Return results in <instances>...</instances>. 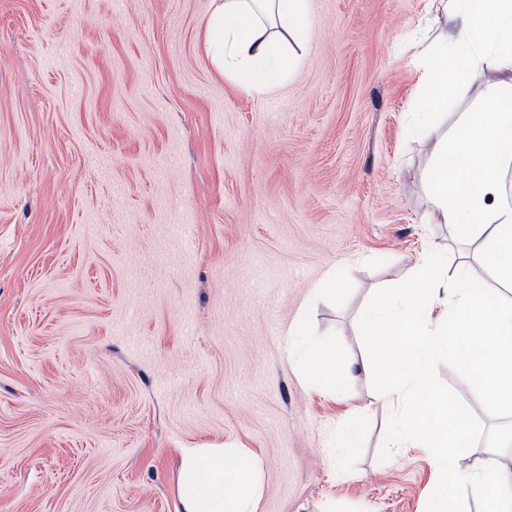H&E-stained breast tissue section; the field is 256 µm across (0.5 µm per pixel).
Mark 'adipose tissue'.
Here are the masks:
<instances>
[{
	"label": "adipose tissue",
	"mask_w": 512,
	"mask_h": 512,
	"mask_svg": "<svg viewBox=\"0 0 512 512\" xmlns=\"http://www.w3.org/2000/svg\"><path fill=\"white\" fill-rule=\"evenodd\" d=\"M437 2L443 23L422 76L427 106L412 131L428 133L449 99L474 104L431 151L437 221L462 250L447 278L446 257L426 251L406 288L373 300L359 322L377 352L375 397L403 414L387 447L426 449L438 476L428 512H456L475 487L482 512H512V464L495 460L479 472L457 466L452 451L471 447L474 432L435 386L439 359H451L479 396L512 414V0ZM307 35V0H212L204 47L216 69L260 96L295 65ZM475 261L485 262L507 297L472 283ZM288 354L325 393L363 371L353 361L337 369L335 345L305 332L290 333ZM426 402L434 416L420 414ZM262 471V457L248 448L184 449L180 512H257Z\"/></svg>",
	"instance_id": "ef3b65f1"
}]
</instances>
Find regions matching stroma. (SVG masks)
Returning a JSON list of instances; mask_svg holds the SVG:
<instances>
[{
	"mask_svg": "<svg viewBox=\"0 0 512 512\" xmlns=\"http://www.w3.org/2000/svg\"><path fill=\"white\" fill-rule=\"evenodd\" d=\"M210 6L0 0V512H177L182 450L222 445L262 456L258 512H425L435 470L385 449L375 374L322 393L287 338L371 359L360 309L449 245L407 132L405 36L438 14L308 0L299 63L254 96L202 50ZM436 382L476 467L512 416L452 360Z\"/></svg>",
	"mask_w": 512,
	"mask_h": 512,
	"instance_id": "stroma-1",
	"label": "stroma"
}]
</instances>
